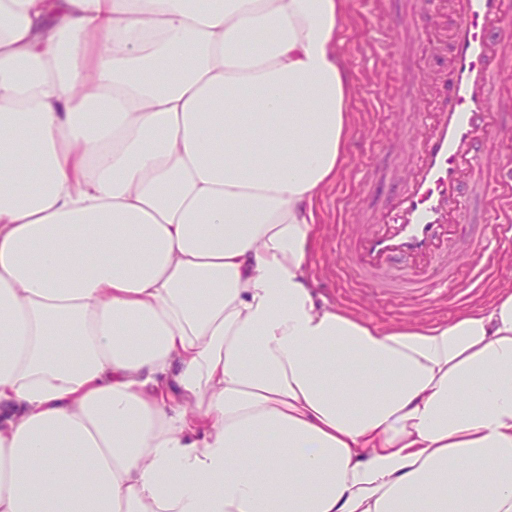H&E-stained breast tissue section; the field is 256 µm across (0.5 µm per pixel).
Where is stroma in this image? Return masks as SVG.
Instances as JSON below:
<instances>
[{"mask_svg":"<svg viewBox=\"0 0 512 512\" xmlns=\"http://www.w3.org/2000/svg\"><path fill=\"white\" fill-rule=\"evenodd\" d=\"M416 8V0H350L342 51L358 81L353 103L357 132L344 173L319 201L322 237L310 266L317 292L329 304L355 308L380 326L426 317L442 320L460 306L486 301L492 288L512 284V240L500 242L491 235L472 247L482 268L478 278L466 273L467 260L461 257L455 261L461 271L458 286L393 301L381 299L340 261L344 242L361 228L359 211L385 205L393 184L390 172L398 162L391 144L398 127L415 118L410 109L395 105L407 61L388 53L390 45H410L404 25Z\"/></svg>","mask_w":512,"mask_h":512,"instance_id":"obj_1","label":"stroma"}]
</instances>
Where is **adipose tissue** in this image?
I'll use <instances>...</instances> for the list:
<instances>
[{"label": "adipose tissue", "instance_id": "obj_1", "mask_svg": "<svg viewBox=\"0 0 512 512\" xmlns=\"http://www.w3.org/2000/svg\"><path fill=\"white\" fill-rule=\"evenodd\" d=\"M349 0H0V512H512V289L321 302Z\"/></svg>", "mask_w": 512, "mask_h": 512}]
</instances>
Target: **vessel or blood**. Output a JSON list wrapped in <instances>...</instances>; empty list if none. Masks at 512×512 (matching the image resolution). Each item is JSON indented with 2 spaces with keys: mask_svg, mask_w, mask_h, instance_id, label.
Segmentation results:
<instances>
[{
  "mask_svg": "<svg viewBox=\"0 0 512 512\" xmlns=\"http://www.w3.org/2000/svg\"><path fill=\"white\" fill-rule=\"evenodd\" d=\"M430 44L449 65L408 75L398 105L416 110L408 160L388 204L365 216L341 261L380 294L397 298L448 286L476 207L512 189V170L492 164L490 142L512 110L497 106L512 72V0H428Z\"/></svg>",
  "mask_w": 512,
  "mask_h": 512,
  "instance_id": "obj_1",
  "label": "vessel or blood"
}]
</instances>
